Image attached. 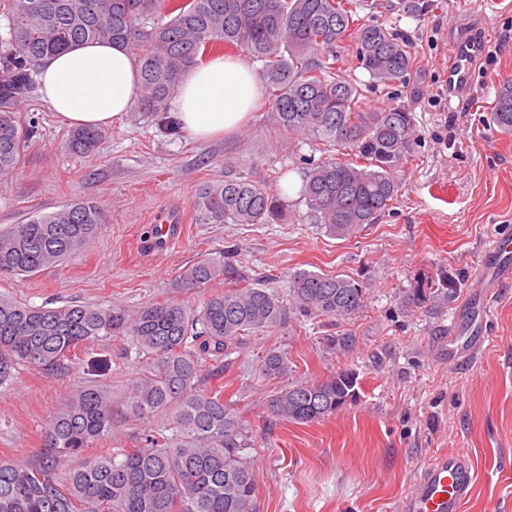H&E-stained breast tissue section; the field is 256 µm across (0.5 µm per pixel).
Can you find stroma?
I'll list each match as a JSON object with an SVG mask.
<instances>
[{
	"label": "stroma",
	"mask_w": 512,
	"mask_h": 512,
	"mask_svg": "<svg viewBox=\"0 0 512 512\" xmlns=\"http://www.w3.org/2000/svg\"><path fill=\"white\" fill-rule=\"evenodd\" d=\"M358 14L403 33L418 60L397 98L364 92L369 111L405 105L418 132L413 159L397 173V197L376 224L337 238L307 219L302 167L325 154L283 141L268 102L238 132L207 141L161 133L134 107L84 157L67 148L69 126L36 90L15 107L34 135L19 167L0 176V230L78 199L96 201L106 222L63 264L22 280L0 277V295L33 306L134 309L175 295L186 267L224 250L247 280L283 295L299 270L354 278L368 290L357 317L299 316L224 359V400L242 411L255 440L259 512H398L416 473L448 451L469 456L478 472L465 512H512V283L497 291L481 358L453 364L442 345L459 323L486 239L512 240V136L487 122L500 83L512 78V0H434L419 18L369 5ZM458 30L485 34L487 47L467 95L452 99L445 79ZM227 176L266 182L293 218L197 223V189ZM162 224L179 225L178 239L148 250ZM271 350L288 359L283 377L260 373ZM144 365L134 347L107 339L55 377L18 366L0 386V460L36 459L47 422L76 386L92 381L118 393ZM345 369L357 377L352 403L312 423L272 417L269 399L280 387Z\"/></svg>",
	"instance_id": "obj_1"
}]
</instances>
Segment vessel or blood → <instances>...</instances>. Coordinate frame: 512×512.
<instances>
[{
  "label": "vessel or blood",
  "instance_id": "1",
  "mask_svg": "<svg viewBox=\"0 0 512 512\" xmlns=\"http://www.w3.org/2000/svg\"><path fill=\"white\" fill-rule=\"evenodd\" d=\"M448 64L449 97L469 87L473 67L485 50L483 40L465 32L454 33ZM512 281V263L503 241L489 247L481 264L475 294L464 307L466 329L448 332V359L459 363L477 356L487 339L492 314V294L501 283ZM477 479L472 461L457 452L436 454L417 476L414 489L402 505L403 512H463Z\"/></svg>",
  "mask_w": 512,
  "mask_h": 512
}]
</instances>
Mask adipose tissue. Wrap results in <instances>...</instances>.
Here are the masks:
<instances>
[{
	"label": "adipose tissue",
	"mask_w": 512,
	"mask_h": 512,
	"mask_svg": "<svg viewBox=\"0 0 512 512\" xmlns=\"http://www.w3.org/2000/svg\"><path fill=\"white\" fill-rule=\"evenodd\" d=\"M41 92L73 128H103L132 107L139 86L129 45L83 42L43 59ZM263 96L255 71L243 60L218 57L189 69L172 104L181 128L199 140L238 131Z\"/></svg>",
	"instance_id": "ef3b65f1"
}]
</instances>
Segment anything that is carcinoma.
<instances>
[{
  "instance_id": "1",
  "label": "carcinoma",
  "mask_w": 512,
  "mask_h": 512,
  "mask_svg": "<svg viewBox=\"0 0 512 512\" xmlns=\"http://www.w3.org/2000/svg\"><path fill=\"white\" fill-rule=\"evenodd\" d=\"M421 16L432 0H401ZM358 0H0L9 38H0V175L14 172L31 140L14 112L33 89L41 59L84 41L131 44L140 76L139 109L168 134L179 132L169 101L184 73L206 56L233 48L263 62L262 77L279 130L339 155L304 172L309 216L328 234L357 236L391 206L397 169L410 155L414 113L403 105L367 111L355 79L336 74L340 44L351 37L370 81L404 85L417 64L409 44L381 23L357 17ZM490 123L512 135V79L500 84ZM103 131L74 129L70 149L95 153ZM201 224H281L288 204L260 182L209 181L196 194ZM103 215L93 202L72 201L0 232V274L29 277L64 262L96 238ZM224 290L207 291L215 282ZM175 288L206 293L193 308L152 300L131 310L65 305L32 307L0 296V385L24 363L47 375L66 372L102 339L129 338L147 368L121 395L90 384L75 390L45 429L40 456L25 465L0 462V512H258L253 448L242 417L224 404L223 358L249 336L288 324L293 315L346 321L363 310L366 289L352 278L300 270L289 298L241 279L219 253L185 268ZM262 371L279 377L288 360L276 352ZM349 370L322 382L277 392L271 414L312 423L356 396ZM164 415L175 436L153 425L141 446L123 447L117 429ZM117 451L80 469L65 462L96 444Z\"/></svg>"
}]
</instances>
